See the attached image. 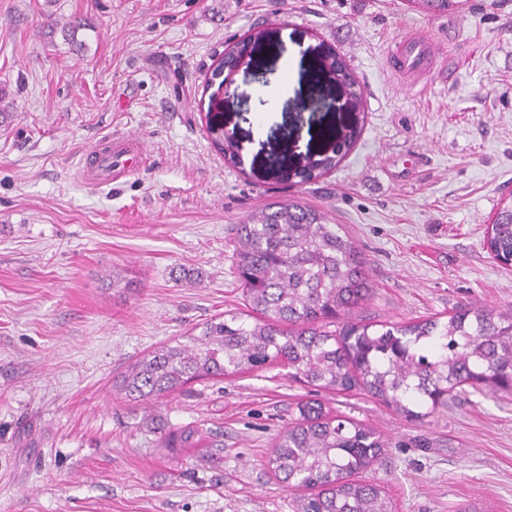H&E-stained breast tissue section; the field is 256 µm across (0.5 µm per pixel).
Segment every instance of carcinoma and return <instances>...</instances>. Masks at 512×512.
Masks as SVG:
<instances>
[{"mask_svg":"<svg viewBox=\"0 0 512 512\" xmlns=\"http://www.w3.org/2000/svg\"><path fill=\"white\" fill-rule=\"evenodd\" d=\"M426 16L446 15L458 0H411ZM310 90L324 94L339 84L324 65L310 72ZM214 144L234 165L238 143L218 125H207ZM361 132L349 137L322 171L336 168ZM301 181L312 170L288 152L277 158ZM486 245L493 258L512 265V198L491 218ZM232 263L248 313L206 322L197 335L165 343L128 366L112 389L128 402L155 404L185 385L250 373L266 364L288 377L336 393L360 392L407 419L448 408L459 392L512 390V315L486 306L437 318L376 324L356 312L371 299L366 261L341 225L298 201L267 203L236 225ZM203 429L185 426L166 435L164 448H198ZM390 442L369 427L306 402L300 418L277 436L268 465L289 490L293 512H392L391 502L365 473Z\"/></svg>","mask_w":512,"mask_h":512,"instance_id":"cac0c4a2","label":"carcinoma"}]
</instances>
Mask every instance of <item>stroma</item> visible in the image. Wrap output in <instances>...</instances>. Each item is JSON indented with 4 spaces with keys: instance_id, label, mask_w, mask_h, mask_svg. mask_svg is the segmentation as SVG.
<instances>
[{
    "instance_id": "stroma-1",
    "label": "stroma",
    "mask_w": 512,
    "mask_h": 512,
    "mask_svg": "<svg viewBox=\"0 0 512 512\" xmlns=\"http://www.w3.org/2000/svg\"><path fill=\"white\" fill-rule=\"evenodd\" d=\"M74 16L76 46L51 29ZM267 28L300 60L260 138L258 79L277 77L280 54L242 58L216 109L211 72ZM414 33L444 62L418 80L391 63ZM325 52L355 77L364 126L339 167L303 182L271 162L285 127L296 155L319 157L323 115L297 104ZM0 96V512H292L267 459L315 399L391 439L369 477L393 512H512V394L468 391L415 422L275 365L154 405L112 392L145 353L243 311L232 228L274 201L319 208L356 242L375 319L512 314V266L484 245L512 195V0L437 17L408 0H0ZM211 120L242 164L214 148ZM122 135L146 164L82 180L87 152ZM189 424L215 448L162 447Z\"/></svg>"
}]
</instances>
